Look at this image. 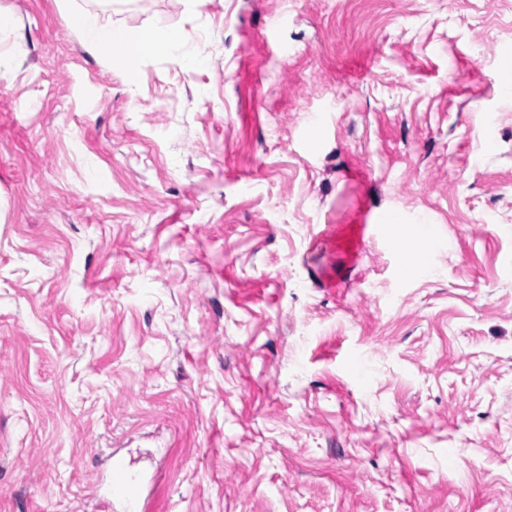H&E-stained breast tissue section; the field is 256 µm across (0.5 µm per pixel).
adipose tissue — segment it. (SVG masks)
<instances>
[{"instance_id":"adipose-tissue-1","label":"adipose tissue","mask_w":512,"mask_h":512,"mask_svg":"<svg viewBox=\"0 0 512 512\" xmlns=\"http://www.w3.org/2000/svg\"><path fill=\"white\" fill-rule=\"evenodd\" d=\"M70 23L89 52L119 56L130 68L141 56L174 50L178 43L177 35L168 29L151 28L132 33L106 26L96 14L86 11L71 12Z\"/></svg>"}]
</instances>
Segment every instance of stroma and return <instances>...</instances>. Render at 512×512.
Returning a JSON list of instances; mask_svg holds the SVG:
<instances>
[{
	"label": "stroma",
	"mask_w": 512,
	"mask_h": 512,
	"mask_svg": "<svg viewBox=\"0 0 512 512\" xmlns=\"http://www.w3.org/2000/svg\"><path fill=\"white\" fill-rule=\"evenodd\" d=\"M0 14V512H512V0ZM69 16L73 30L89 52L119 55L130 70L145 54L173 51L179 40L173 31L165 28L131 33L120 27L102 24L98 16L91 12L72 11ZM117 471V478L114 481L112 485V492H111V501H104L103 502V511H109L112 509V503L117 502L124 506L126 509L125 511H133L129 510L132 506V503L135 498V492L131 489L129 484L121 477L120 475V467H115Z\"/></svg>",
	"instance_id": "stroma-1"
}]
</instances>
